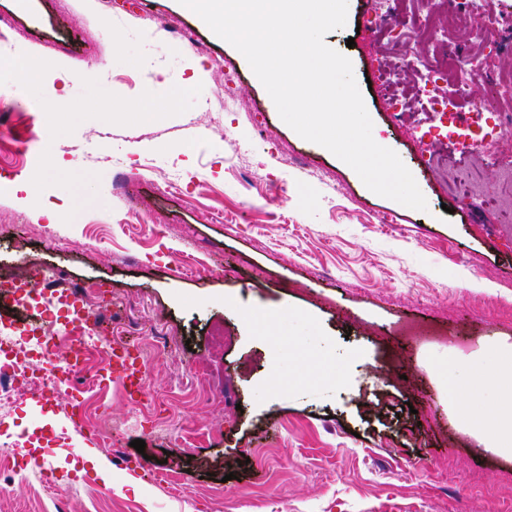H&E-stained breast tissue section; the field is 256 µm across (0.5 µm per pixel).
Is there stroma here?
I'll list each match as a JSON object with an SVG mask.
<instances>
[{
    "mask_svg": "<svg viewBox=\"0 0 512 512\" xmlns=\"http://www.w3.org/2000/svg\"><path fill=\"white\" fill-rule=\"evenodd\" d=\"M489 3L503 33L489 54L470 23L433 15L462 51L485 55L488 74L512 72V0ZM0 14L18 29L0 44V272L48 265L96 284L114 331L170 393L150 408L117 379L98 391L108 447L68 395L1 416L0 440L28 453L0 452V468L52 462L56 487L36 494L0 477V512H55L71 486L82 492L64 512H512V454L484 445L512 399L477 384L512 344V225L456 183L460 165L489 183L497 168L461 157L431 113L393 116L385 89L367 83L432 43L381 29L371 0H348L345 26L324 38L351 60L372 135L412 173L421 212L300 137L244 56L179 0H108L104 17L98 0H0ZM170 22L198 50L171 44ZM32 59L36 82L20 76ZM141 99L160 109L154 121L106 113ZM24 183L36 204L21 202ZM413 318L482 344H396L395 323ZM205 371L224 378L212 405L196 398ZM455 387L477 390L460 411ZM77 444L104 459L109 482L72 459ZM146 456L177 486L133 473Z\"/></svg>",
    "mask_w": 512,
    "mask_h": 512,
    "instance_id": "1",
    "label": "stroma"
}]
</instances>
